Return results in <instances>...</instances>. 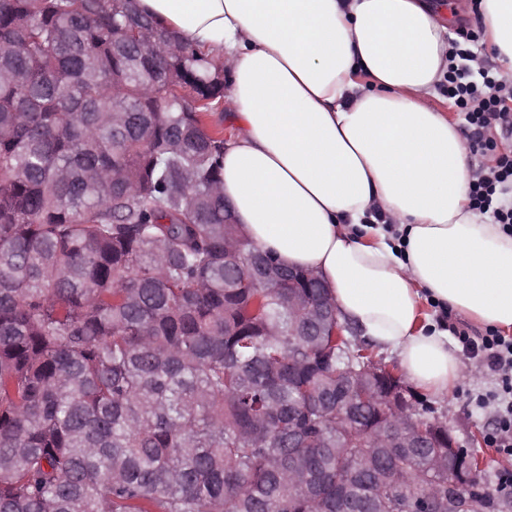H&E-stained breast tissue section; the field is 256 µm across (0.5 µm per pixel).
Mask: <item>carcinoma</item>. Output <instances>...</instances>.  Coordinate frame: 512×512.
Wrapping results in <instances>:
<instances>
[{
	"mask_svg": "<svg viewBox=\"0 0 512 512\" xmlns=\"http://www.w3.org/2000/svg\"><path fill=\"white\" fill-rule=\"evenodd\" d=\"M224 82L133 0H0V512L447 491L448 449L371 434L391 409L351 377L372 348L317 335L331 298L224 223Z\"/></svg>",
	"mask_w": 512,
	"mask_h": 512,
	"instance_id": "carcinoma-1",
	"label": "carcinoma"
}]
</instances>
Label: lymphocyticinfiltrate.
<instances>
[{"instance_id":"obj_1","label":"lymphocytic infiltrate","mask_w":512,"mask_h":512,"mask_svg":"<svg viewBox=\"0 0 512 512\" xmlns=\"http://www.w3.org/2000/svg\"><path fill=\"white\" fill-rule=\"evenodd\" d=\"M470 58L467 48L452 44L445 78L449 99L464 114L470 151L492 158L488 173L471 184L469 196L477 213L491 215L504 231L512 233V155L497 153L491 132L492 122H512V112L506 107L512 101V81L490 70H473ZM457 340L466 356L498 379L495 391L468 396L467 401L479 408L494 407L496 427L487 444L512 456V336L495 332L471 336L462 331Z\"/></svg>"}]
</instances>
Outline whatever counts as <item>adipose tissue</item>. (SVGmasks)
Listing matches in <instances>:
<instances>
[{
	"mask_svg": "<svg viewBox=\"0 0 512 512\" xmlns=\"http://www.w3.org/2000/svg\"><path fill=\"white\" fill-rule=\"evenodd\" d=\"M134 3L224 62V201L245 234L317 273L411 384L447 392L463 357L425 304L512 328V235L472 210L462 124L431 103L449 37L431 0ZM480 7L512 75V0Z\"/></svg>",
	"mask_w": 512,
	"mask_h": 512,
	"instance_id": "1",
	"label": "adipose tissue"
}]
</instances>
